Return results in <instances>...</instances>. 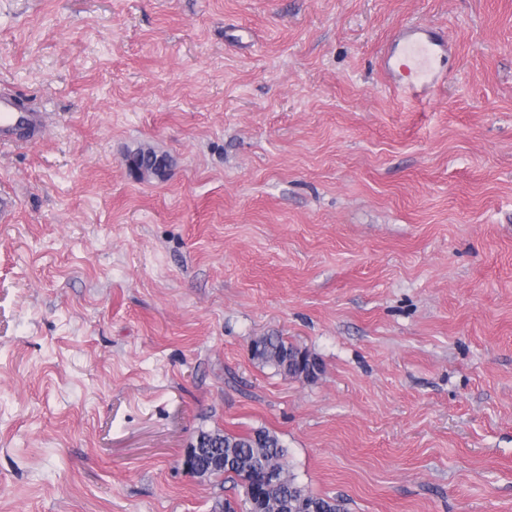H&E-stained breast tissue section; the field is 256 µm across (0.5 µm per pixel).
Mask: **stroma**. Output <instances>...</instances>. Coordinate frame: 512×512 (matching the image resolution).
Segmentation results:
<instances>
[{
	"label": "stroma",
	"instance_id": "35a3bbf8",
	"mask_svg": "<svg viewBox=\"0 0 512 512\" xmlns=\"http://www.w3.org/2000/svg\"><path fill=\"white\" fill-rule=\"evenodd\" d=\"M0 82L46 115L0 147V512H219L216 428L345 512H512V0H0ZM448 54V40L440 32L418 25H405L386 49L383 64L394 79V86L408 96L432 93L440 85L436 62ZM404 59L415 81L405 86L395 79L396 66ZM258 337L264 345V352L255 360L262 365L272 366L287 375L285 362L288 361V358L295 356L297 351L301 350L288 344L283 336L270 334Z\"/></svg>",
	"mask_w": 512,
	"mask_h": 512
}]
</instances>
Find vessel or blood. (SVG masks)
<instances>
[{
    "label": "vessel or blood",
    "mask_w": 512,
    "mask_h": 512,
    "mask_svg": "<svg viewBox=\"0 0 512 512\" xmlns=\"http://www.w3.org/2000/svg\"><path fill=\"white\" fill-rule=\"evenodd\" d=\"M448 53V40L440 32L418 25L403 26L386 49L383 64L395 72L399 60H406L414 81L404 86L403 94L421 96L432 93L440 84L438 59ZM43 115L17 109L13 97L0 94V144L16 141L19 128L37 129Z\"/></svg>",
    "instance_id": "1"
}]
</instances>
